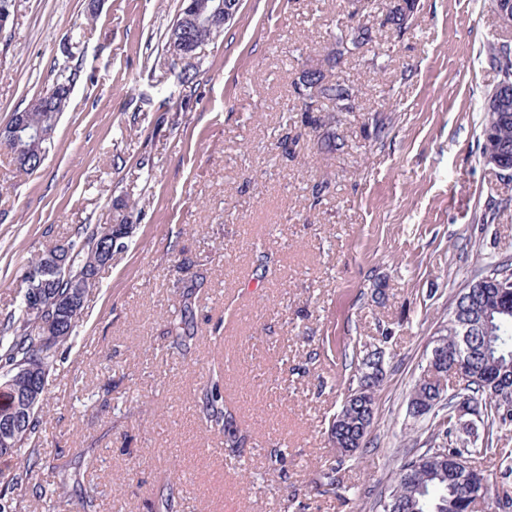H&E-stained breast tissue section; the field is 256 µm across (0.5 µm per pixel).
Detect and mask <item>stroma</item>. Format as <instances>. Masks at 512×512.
<instances>
[{"label":"stroma","instance_id":"obj_1","mask_svg":"<svg viewBox=\"0 0 512 512\" xmlns=\"http://www.w3.org/2000/svg\"><path fill=\"white\" fill-rule=\"evenodd\" d=\"M376 2L372 40L342 72L360 109L337 113L345 147L324 153L294 83L333 46L348 0H242L217 41L179 61L166 40L182 0H17L0 125L64 60L77 77L37 171L0 149V320L31 258L136 202L38 408L37 479L61 468L65 496L22 484L18 512H77L92 486L98 512H382L405 461L482 441L474 414L434 434L409 395L459 290L512 270V177L481 150L499 81L487 51L512 45V30L492 0H418L399 37L381 23L389 0ZM195 276L196 334L180 355L167 349L186 303L172 283ZM374 344L385 356L371 432L343 461L327 430L345 357ZM218 368L237 448L202 419ZM335 466L345 488L332 494Z\"/></svg>","mask_w":512,"mask_h":512}]
</instances>
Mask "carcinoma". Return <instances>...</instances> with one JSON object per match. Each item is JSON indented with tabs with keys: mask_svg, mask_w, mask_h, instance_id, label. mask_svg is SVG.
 <instances>
[{
	"mask_svg": "<svg viewBox=\"0 0 512 512\" xmlns=\"http://www.w3.org/2000/svg\"><path fill=\"white\" fill-rule=\"evenodd\" d=\"M416 6V0H403L387 8L382 24L402 35L409 27ZM336 48L326 52L314 63L301 70L296 83V94L300 100V111L316 112L310 127L323 131L321 149L335 152L343 147L332 132L336 116L324 112L323 102L336 104L340 112H354L358 108L359 93L341 80L345 57L354 49H360L371 41V30L366 25L350 27V33L335 37ZM488 56L498 73L512 71V57L500 59L496 45L488 48ZM48 95L44 92L26 108L30 124L55 129L58 117L48 112ZM483 134L493 135L497 143L512 152V118L505 121L499 111L484 109ZM133 208L124 202L116 208L111 224H87L79 231V242L71 244L72 253L61 277L42 296L38 305L28 308L20 301L18 308L8 317L7 324L0 328V378L15 388L24 390L34 381L48 379L56 369L58 350L75 332L83 310L78 305L71 310L63 324L54 326L59 300L79 292L80 297L97 284L99 274V250L103 242L116 236L127 237L130 225L125 211ZM492 328L486 333L476 330L463 337L461 334L447 336L448 345L458 348L468 359L465 385L447 391H435L429 396V409L441 407L448 410L439 425H452L460 401L470 404L471 411L481 418L487 429V443L484 448H429L424 453L404 463L397 473L387 505L395 507L393 512H483L487 500L495 499L496 508L507 512L512 508V494L506 479L512 476V460L502 457L500 464L501 490L491 496V486L480 470L472 466L474 459L485 457L491 452L494 432L512 425V399L500 401L487 395L485 384L498 381L512 386V309L492 314ZM170 332L173 344L186 345L194 335L192 308L185 305L172 321ZM377 350L366 352L357 360L355 373L351 376L343 403L349 405L345 412L347 422L335 430L331 439L335 450L346 458L363 448L365 442L357 441L359 429L371 426L376 403L377 387L368 381L372 363L377 359ZM206 426L208 431L224 434L225 443H238V429L230 414L224 411L223 372L213 371L206 390ZM42 420L36 410L27 415L24 425L16 431L0 429L10 447H0V457L17 458L22 448L41 439ZM39 465L36 449L28 452L22 469L0 487V512H17V503L12 497L14 485L34 479L35 468Z\"/></svg>",
	"mask_w": 512,
	"mask_h": 512,
	"instance_id": "obj_1",
	"label": "carcinoma"
}]
</instances>
